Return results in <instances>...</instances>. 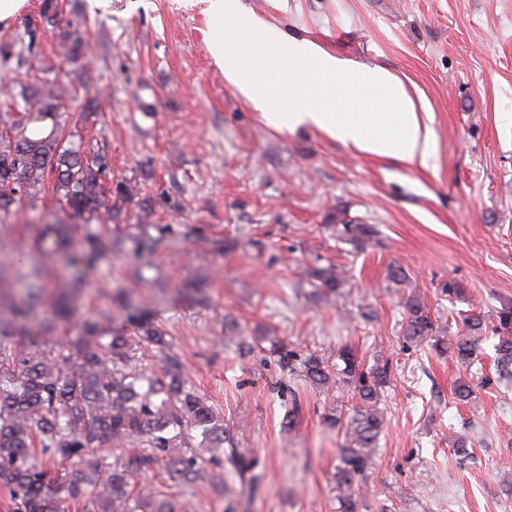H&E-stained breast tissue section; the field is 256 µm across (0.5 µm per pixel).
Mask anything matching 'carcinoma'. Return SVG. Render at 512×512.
Instances as JSON below:
<instances>
[{
	"label": "carcinoma",
	"mask_w": 512,
	"mask_h": 512,
	"mask_svg": "<svg viewBox=\"0 0 512 512\" xmlns=\"http://www.w3.org/2000/svg\"><path fill=\"white\" fill-rule=\"evenodd\" d=\"M59 0H42L40 20L56 21ZM37 27L26 22L0 46V67L12 74L21 88L8 92L0 103V211L15 202L37 198L46 187L55 190L74 214L112 211V197L104 192L112 176L108 155L91 143L84 126L57 122L65 90L47 89L30 82L37 57ZM84 33L74 32L62 45L68 62L83 56ZM51 126L42 135L36 126ZM337 236L363 250L376 234L369 224H338ZM107 245L97 235L70 253L74 267L90 268ZM318 286L337 292L344 277L332 266L307 271ZM26 284L23 297L0 292V490L9 495L12 512H181L164 485L139 484L141 475L157 465L182 485L202 477L198 456H173L171 449L188 443V430L202 441H215L224 433L211 408L188 389L176 366L158 375L144 368H123L128 341L112 336L106 343L77 341L67 355L26 356L3 341L31 338L27 321L43 304L40 275ZM405 340L427 341L434 349L469 365L479 341L491 332L495 362L512 374V307L497 312V323L487 326L479 315L466 321V334L450 344L439 336L430 312L420 298L405 304ZM338 363L329 365L309 354L301 360L305 377L327 388L346 385L357 404L343 424L345 443L339 448L336 484L341 512H357L353 486L373 462L377 440L384 429L378 401L389 383L386 366L367 369L352 347L340 349ZM114 441L130 442L122 462L102 457L79 477L50 476L49 465L83 459L91 448Z\"/></svg>",
	"instance_id": "carcinoma-1"
}]
</instances>
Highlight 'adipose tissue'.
<instances>
[{
  "label": "adipose tissue",
  "instance_id": "1",
  "mask_svg": "<svg viewBox=\"0 0 512 512\" xmlns=\"http://www.w3.org/2000/svg\"><path fill=\"white\" fill-rule=\"evenodd\" d=\"M208 51L226 80L279 132H323L361 152L427 166L436 142L402 83L306 40L288 39L240 0H208Z\"/></svg>",
  "mask_w": 512,
  "mask_h": 512
}]
</instances>
